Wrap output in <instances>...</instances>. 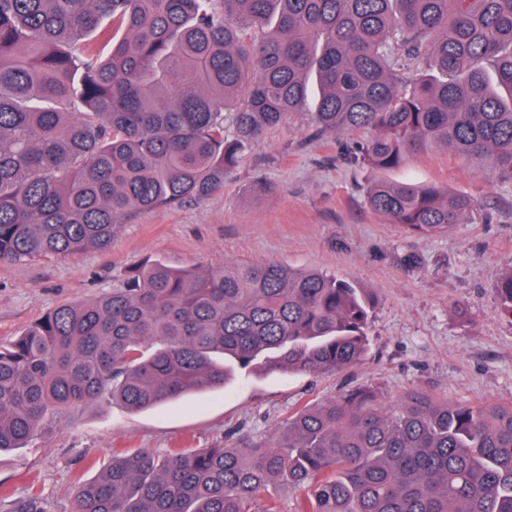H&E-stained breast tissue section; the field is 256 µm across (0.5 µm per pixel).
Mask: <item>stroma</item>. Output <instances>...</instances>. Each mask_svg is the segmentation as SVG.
<instances>
[{
	"label": "stroma",
	"instance_id": "35a3bbf8",
	"mask_svg": "<svg viewBox=\"0 0 512 512\" xmlns=\"http://www.w3.org/2000/svg\"><path fill=\"white\" fill-rule=\"evenodd\" d=\"M314 101L250 144L224 186L200 200L140 213L110 247L69 258L0 263V343L63 303L120 287L148 260L206 270L277 262L327 271L371 305L369 346L332 375L239 376L232 388L150 410L92 403L25 447L0 453V498L38 489L47 512H71L79 483L119 448H209L264 439L288 415L356 388L386 402L419 392L451 402L512 404V321L497 311L499 272L512 266V183L473 173L452 151L414 155L388 181L432 182L469 196L470 217L448 234L419 238L365 204L373 172L318 133Z\"/></svg>",
	"mask_w": 512,
	"mask_h": 512
}]
</instances>
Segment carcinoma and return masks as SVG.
Listing matches in <instances>:
<instances>
[{
    "label": "carcinoma",
    "instance_id": "cac0c4a2",
    "mask_svg": "<svg viewBox=\"0 0 512 512\" xmlns=\"http://www.w3.org/2000/svg\"><path fill=\"white\" fill-rule=\"evenodd\" d=\"M312 73L313 123L355 164L446 148L512 183V0H0V262L103 250L131 214L209 196ZM366 199L427 238L474 209L432 183ZM494 291L512 320V266ZM369 314L320 270L146 261L0 345V452L94 402L334 374L365 354ZM273 486L304 491L294 512H512V405L348 391L258 443L116 450L72 512H282Z\"/></svg>",
    "mask_w": 512,
    "mask_h": 512
}]
</instances>
